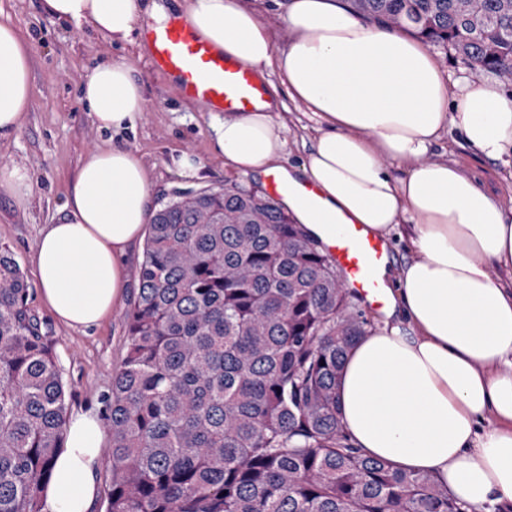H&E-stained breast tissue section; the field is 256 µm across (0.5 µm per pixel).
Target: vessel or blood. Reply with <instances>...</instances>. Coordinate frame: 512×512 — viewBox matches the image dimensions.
Instances as JSON below:
<instances>
[{"label":"vessel or blood","mask_w":512,"mask_h":512,"mask_svg":"<svg viewBox=\"0 0 512 512\" xmlns=\"http://www.w3.org/2000/svg\"><path fill=\"white\" fill-rule=\"evenodd\" d=\"M154 68L172 76L181 95L206 110L235 115L253 111L266 96V87L251 66L230 59L212 49L184 18L174 17L162 24L146 23L141 30ZM268 195L292 196L299 207L317 217L321 204L315 189L291 187L270 176ZM330 238L325 251L342 271L346 288L357 293L365 304L381 306L386 293L379 270L387 259V240L365 233L363 226L347 223L344 216L332 218L326 226Z\"/></svg>","instance_id":"obj_1"}]
</instances>
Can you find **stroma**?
Wrapping results in <instances>:
<instances>
[{
    "label": "stroma",
    "mask_w": 512,
    "mask_h": 512,
    "mask_svg": "<svg viewBox=\"0 0 512 512\" xmlns=\"http://www.w3.org/2000/svg\"><path fill=\"white\" fill-rule=\"evenodd\" d=\"M2 21L20 31L34 57L33 108L14 136L0 139V166L26 167L33 177L31 203H19L0 191V244L16 255L29 283L37 281L31 256L39 231L60 216L78 161L91 148L115 141L141 155L149 169L157 207L174 193L220 189L228 181L265 190L263 178L225 166L214 150L211 113L184 99L169 75L153 69L150 58H143L137 71L145 90L143 111L134 129L114 135L94 124L81 96V84L95 65L131 54V47L112 44L89 28L48 18L42 12L41 0H0ZM282 114L287 141L282 162L297 165L306 154L302 138L307 129L315 127L316 120L312 113L292 103ZM185 153L201 162L196 176H182L176 167ZM453 157L465 164L482 188L499 195L504 206L512 207L511 173L467 149H455ZM143 250L140 241L129 249L126 265L131 279L125 294L98 326L82 331L66 328L56 322L39 294L30 298L32 312L52 347L68 412L91 408L98 417L106 415L112 378L126 353L125 313L137 293L135 273Z\"/></svg>",
    "instance_id": "35a3bbf8"
}]
</instances>
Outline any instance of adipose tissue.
Masks as SVG:
<instances>
[{"mask_svg":"<svg viewBox=\"0 0 512 512\" xmlns=\"http://www.w3.org/2000/svg\"><path fill=\"white\" fill-rule=\"evenodd\" d=\"M50 18L136 45L141 21L180 13L215 50L279 75L317 119L303 161L282 163L285 122L267 98L216 121L214 149L244 174L313 186L326 215L366 233L404 230L418 260L385 266L386 299L373 331L350 350L338 390L355 448L405 472L428 473L481 512L512 501V208L456 160L429 153L455 133L484 159L512 168V96L473 74L444 76L411 28L368 23L348 0H288V42L276 49L242 0H42ZM32 57L0 23V139L31 111ZM126 58L96 66L82 98L98 128H133L144 104ZM151 217L143 158L118 144L86 151L65 214L43 225L32 260L43 301L67 327L104 320L128 283L124 258ZM106 446L94 412L71 416L42 512H89Z\"/></svg>","mask_w":512,"mask_h":512,"instance_id":"obj_1","label":"adipose tissue"}]
</instances>
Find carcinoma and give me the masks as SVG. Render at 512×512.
Segmentation results:
<instances>
[{
  "mask_svg": "<svg viewBox=\"0 0 512 512\" xmlns=\"http://www.w3.org/2000/svg\"><path fill=\"white\" fill-rule=\"evenodd\" d=\"M468 67L512 70V0H350ZM112 379L106 512H472L433 476L361 454L339 416L374 329L318 238L255 190L177 193L150 218ZM0 246V512H40L66 398Z\"/></svg>",
  "mask_w": 512,
  "mask_h": 512,
  "instance_id": "obj_1",
  "label": "carcinoma"
}]
</instances>
